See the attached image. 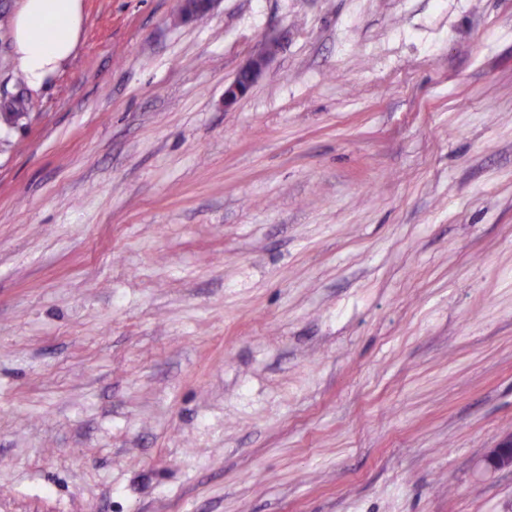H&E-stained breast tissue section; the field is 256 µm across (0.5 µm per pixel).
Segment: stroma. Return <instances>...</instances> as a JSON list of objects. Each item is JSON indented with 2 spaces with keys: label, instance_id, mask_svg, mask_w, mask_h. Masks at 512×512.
<instances>
[{
  "label": "stroma",
  "instance_id": "35a3bbf8",
  "mask_svg": "<svg viewBox=\"0 0 512 512\" xmlns=\"http://www.w3.org/2000/svg\"><path fill=\"white\" fill-rule=\"evenodd\" d=\"M83 3L0 28V512H512V0ZM82 0H22L13 21L17 70L33 86L56 74L76 51ZM179 21L193 22L206 17L217 0H178ZM275 52V43L267 42L264 49L248 59L234 80L224 88V104L232 106L243 99L266 70ZM485 463L493 470H501L512 467V436L499 442L494 448H490Z\"/></svg>",
  "mask_w": 512,
  "mask_h": 512
}]
</instances>
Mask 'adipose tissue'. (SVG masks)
Returning a JSON list of instances; mask_svg holds the SVG:
<instances>
[{
    "instance_id": "1",
    "label": "adipose tissue",
    "mask_w": 512,
    "mask_h": 512,
    "mask_svg": "<svg viewBox=\"0 0 512 512\" xmlns=\"http://www.w3.org/2000/svg\"><path fill=\"white\" fill-rule=\"evenodd\" d=\"M83 0H22L13 21L14 59L34 86L56 74L76 51Z\"/></svg>"
}]
</instances>
